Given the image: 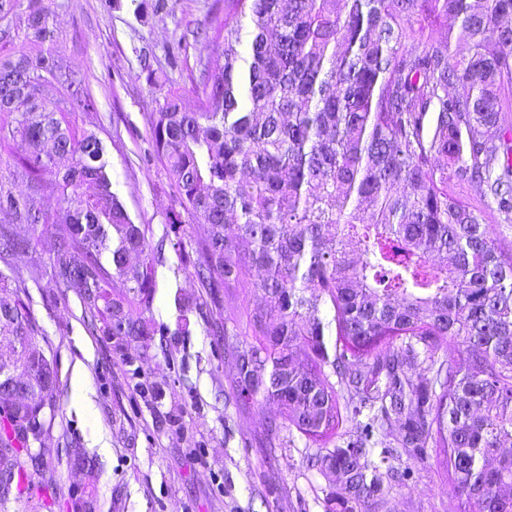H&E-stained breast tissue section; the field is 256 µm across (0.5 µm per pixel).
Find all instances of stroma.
<instances>
[{
  "label": "stroma",
  "instance_id": "stroma-1",
  "mask_svg": "<svg viewBox=\"0 0 512 512\" xmlns=\"http://www.w3.org/2000/svg\"><path fill=\"white\" fill-rule=\"evenodd\" d=\"M40 11L53 20L55 55L92 99L75 124L105 142L113 191L163 249L146 349L133 341L119 350L88 331L77 289L56 287L51 276L22 289L41 329L37 344L56 361L59 409L44 427L27 492L0 501V512H73L86 489L96 512H325L326 482L307 467L303 446L271 456L261 444L275 406L235 403V369L212 333L224 312L171 245L177 237L192 243L198 228L168 223L179 203L150 152V113L171 90L195 110L201 60L223 61V39L192 34L213 30L224 0H17L0 16V57L39 50L29 18ZM74 448L99 468L76 470ZM414 470L390 494L391 512H445L453 489L436 451Z\"/></svg>",
  "mask_w": 512,
  "mask_h": 512
}]
</instances>
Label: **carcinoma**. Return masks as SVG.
<instances>
[{
  "instance_id": "carcinoma-1",
  "label": "carcinoma",
  "mask_w": 512,
  "mask_h": 512,
  "mask_svg": "<svg viewBox=\"0 0 512 512\" xmlns=\"http://www.w3.org/2000/svg\"><path fill=\"white\" fill-rule=\"evenodd\" d=\"M508 18L512 0H224V64L202 68L197 109L170 90L150 116L183 211L170 223L201 228L186 268L201 288L264 294L214 330L235 363V400L277 405L266 447L304 438L336 512H390L388 494L415 477L402 460L430 448L474 512H512V454L500 453L512 441V241L448 187L451 167L512 215ZM30 26L53 41L49 14ZM441 27L467 54L438 43ZM48 68L68 83L70 110L90 105L52 52L0 58V149L26 145L0 177V260L32 247L20 224L53 238L52 277L79 289L91 328L118 348L145 343L150 226L112 190L101 138L15 99L17 80ZM22 287L0 270L5 497L38 464L27 442L57 409L54 358L37 347Z\"/></svg>"
}]
</instances>
